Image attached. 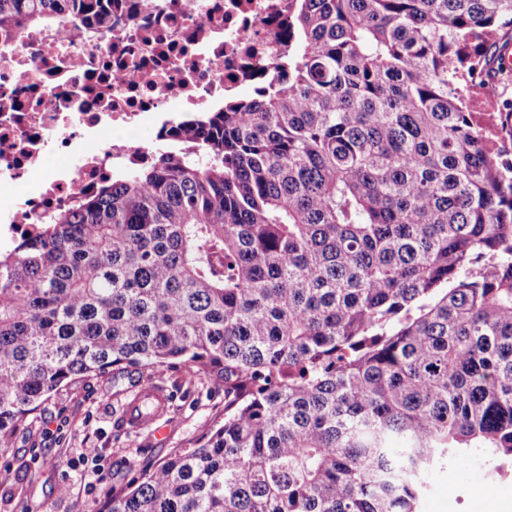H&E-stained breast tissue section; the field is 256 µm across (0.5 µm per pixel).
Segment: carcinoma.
<instances>
[{"instance_id":"1","label":"carcinoma","mask_w":512,"mask_h":512,"mask_svg":"<svg viewBox=\"0 0 512 512\" xmlns=\"http://www.w3.org/2000/svg\"><path fill=\"white\" fill-rule=\"evenodd\" d=\"M100 0H0V36ZM512 0H295L276 77L0 252V431L95 374L183 367L224 422L110 512H417L512 463ZM506 98H512V81L510 78L499 80L495 84L482 89L481 97L473 98L481 100L484 105L480 112H475L474 122L479 133L485 139L492 141L501 135V126L506 122V115H497L498 112L494 111L498 104ZM493 463L480 451L462 454L448 465L431 469L418 512H487L483 490L508 503L512 512V471L491 474ZM448 486L452 487L448 494Z\"/></svg>"}]
</instances>
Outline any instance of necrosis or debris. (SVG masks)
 I'll list each match as a JSON object with an SVG mask.
<instances>
[{
    "mask_svg": "<svg viewBox=\"0 0 512 512\" xmlns=\"http://www.w3.org/2000/svg\"><path fill=\"white\" fill-rule=\"evenodd\" d=\"M294 0H113L112 26L75 20L0 40V223L17 232L144 163L177 116L266 82L288 53ZM55 167H47L48 158Z\"/></svg>",
    "mask_w": 512,
    "mask_h": 512,
    "instance_id": "4bbe7bcc",
    "label": "necrosis or debris"
}]
</instances>
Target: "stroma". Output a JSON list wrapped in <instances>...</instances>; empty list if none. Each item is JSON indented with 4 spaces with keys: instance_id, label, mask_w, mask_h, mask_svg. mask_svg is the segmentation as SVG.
I'll return each mask as SVG.
<instances>
[{
    "instance_id": "obj_1",
    "label": "stroma",
    "mask_w": 512,
    "mask_h": 512,
    "mask_svg": "<svg viewBox=\"0 0 512 512\" xmlns=\"http://www.w3.org/2000/svg\"><path fill=\"white\" fill-rule=\"evenodd\" d=\"M167 388L172 399L161 421L125 427L128 405L148 387ZM224 418V387L191 381L175 369L90 376L52 394L15 432L0 435V512H108L149 462L192 447ZM102 451L104 479L86 483L68 466L79 449ZM481 452L464 454L431 469L418 512H486L482 491L512 503V471L498 475ZM69 494H61V487Z\"/></svg>"
}]
</instances>
